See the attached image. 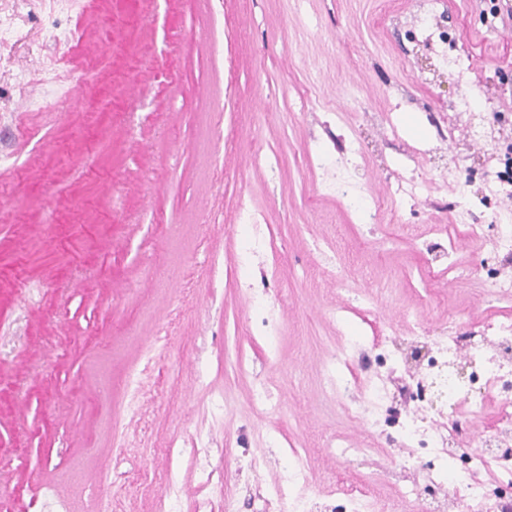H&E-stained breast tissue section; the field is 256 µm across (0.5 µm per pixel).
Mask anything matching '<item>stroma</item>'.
Masks as SVG:
<instances>
[{"instance_id": "stroma-1", "label": "stroma", "mask_w": 512, "mask_h": 512, "mask_svg": "<svg viewBox=\"0 0 512 512\" xmlns=\"http://www.w3.org/2000/svg\"><path fill=\"white\" fill-rule=\"evenodd\" d=\"M419 0H0L17 30L0 42V487L44 512H159L162 481L179 512H281L272 496L292 449H304L310 491L337 501V483L380 499L423 483L420 448L402 422L417 415L407 389L413 347L469 336L493 314L485 279L449 282L448 242L459 190L476 223H490L475 141L484 113L512 110V28L485 26V0H437L436 21L470 67L434 78L428 51L401 19ZM76 29L80 49L45 42ZM362 105L340 107V85ZM56 90L64 107L30 109ZM470 94L471 110L452 105ZM361 140L351 174L382 199L401 177L430 178L394 221L359 223L336 193L326 157ZM276 241L238 265V211ZM336 249L327 267L322 244ZM385 283L366 311L334 313L341 279ZM272 305L274 338L252 315ZM418 309L423 330L408 331ZM401 360L389 373L373 343ZM356 336L359 377L383 379L389 399L376 447L345 462L331 441L369 437L321 386L322 367ZM138 371V389L126 376ZM268 383L282 416L254 406ZM224 398L231 406L215 405ZM457 417L483 434L498 398ZM223 486L224 497L211 495Z\"/></svg>"}]
</instances>
